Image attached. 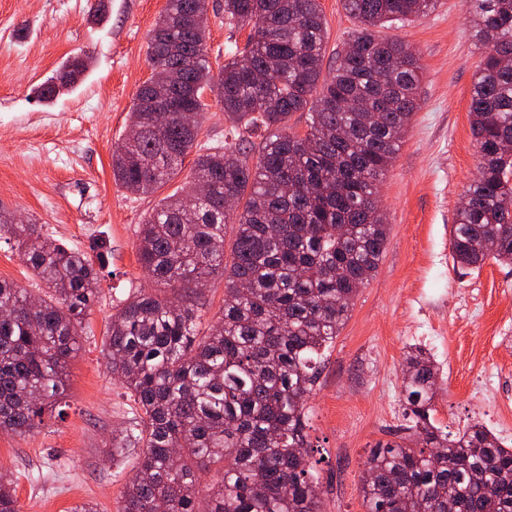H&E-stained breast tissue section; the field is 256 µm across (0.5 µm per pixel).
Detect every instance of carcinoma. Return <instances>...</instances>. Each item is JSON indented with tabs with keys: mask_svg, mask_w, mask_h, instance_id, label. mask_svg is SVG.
Instances as JSON below:
<instances>
[{
	"mask_svg": "<svg viewBox=\"0 0 512 512\" xmlns=\"http://www.w3.org/2000/svg\"><path fill=\"white\" fill-rule=\"evenodd\" d=\"M357 29L325 76L320 0H224L243 50L213 73L201 0H167L148 45L151 77L138 89L127 135L112 150L120 188L150 196L195 153L190 181L138 227V261L155 290L112 314L104 355L141 411L143 448L119 512H323L310 461L305 404L322 356L378 267L388 224L379 182L419 108L423 66L378 29L428 15L438 0H343ZM482 58L469 115L478 179L451 227L454 262L512 263V0H464ZM39 87L50 101L83 71ZM216 93L233 141L198 149L205 91ZM308 111L307 130L288 126ZM266 133L254 165L249 137ZM232 225V259L224 230ZM45 296L0 279V429L26 433L62 394L98 295L80 250L0 208ZM494 239V250L485 243ZM224 280L221 316L205 334L204 286ZM439 367L421 347L405 356L403 400L420 446L379 443L365 463L366 512H512V447L473 423L450 435L430 419ZM223 465L198 508L196 474ZM0 512H21L0 474Z\"/></svg>",
	"mask_w": 512,
	"mask_h": 512,
	"instance_id": "obj_1",
	"label": "carcinoma"
}]
</instances>
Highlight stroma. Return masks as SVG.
<instances>
[{
	"instance_id": "1",
	"label": "stroma",
	"mask_w": 512,
	"mask_h": 512,
	"mask_svg": "<svg viewBox=\"0 0 512 512\" xmlns=\"http://www.w3.org/2000/svg\"><path fill=\"white\" fill-rule=\"evenodd\" d=\"M167 0H0V207L35 220L44 236L84 252L100 273L89 329L67 364L64 418L31 432L0 430V472L16 484L21 512H74L90 503L118 512L140 449L113 453L112 437L135 428L137 405L112 377L102 350L108 324L148 280L137 259V229L159 199L192 177V160L156 195L119 188L112 149L128 130L138 87L152 72L147 42ZM324 66L333 65L356 22L343 0H320ZM421 57L420 108L378 186L389 226L378 268L360 288L326 350L307 402L308 433L324 512H365L364 464L380 442L407 435L402 368L414 346L438 367L432 422L457 433L480 422L512 426V263L454 265L450 230L477 173L469 118L481 60L462 0H439L427 16L382 28ZM247 29L224 23V0H208L207 46L223 66ZM88 68L54 100L38 87L71 57ZM502 372L483 397L478 376Z\"/></svg>"
}]
</instances>
